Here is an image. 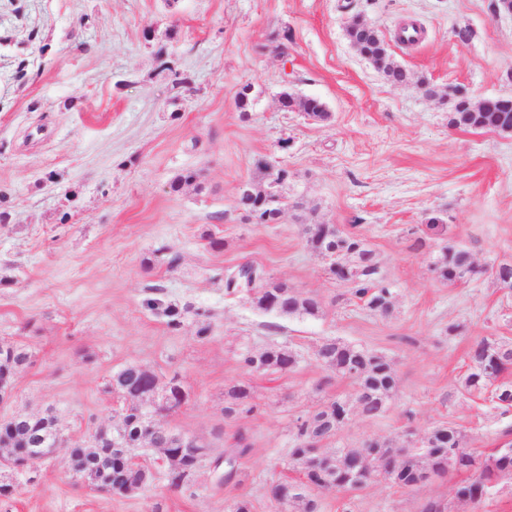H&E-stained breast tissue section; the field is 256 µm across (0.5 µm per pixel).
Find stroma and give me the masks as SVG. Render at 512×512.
<instances>
[{
  "mask_svg": "<svg viewBox=\"0 0 512 512\" xmlns=\"http://www.w3.org/2000/svg\"><path fill=\"white\" fill-rule=\"evenodd\" d=\"M495 2L0 0V346L29 355L0 418L50 411L66 438L35 480L0 468V484L14 488L0 512H231L243 497L272 512L271 485L298 478L288 468L297 416L355 396L316 358L328 338L385 355L398 386L384 414L353 413L327 451L419 440L447 422L478 452L512 440V411L461 387L475 340L512 342V292L491 274L512 263V135L450 127L446 102L458 89L474 103L512 98V16ZM357 15L385 36L407 84L388 82L350 44ZM411 23L419 39L398 42ZM285 91L321 100L329 119L283 111ZM261 161L289 172L280 189L289 209L276 224L249 223L235 207ZM187 170L200 186L172 191ZM433 217L447 233L428 230ZM306 224L365 239L395 290L391 317L329 275ZM449 244L470 251L480 274L439 278L432 264ZM244 263L316 296L319 315L278 317L227 294L225 273ZM155 297L183 309L180 329L145 307ZM273 344L296 354L292 371L241 368L240 351ZM129 362L179 376L189 400L159 421L211 457L246 434L240 484H218L207 466L190 488L160 477L123 495L73 477L69 449L112 425L122 401L107 384ZM241 383L255 410L225 417ZM460 480L409 491L379 478L315 497L320 512H421L431 498L455 512H512V483L457 505Z\"/></svg>",
  "mask_w": 512,
  "mask_h": 512,
  "instance_id": "stroma-1",
  "label": "stroma"
}]
</instances>
